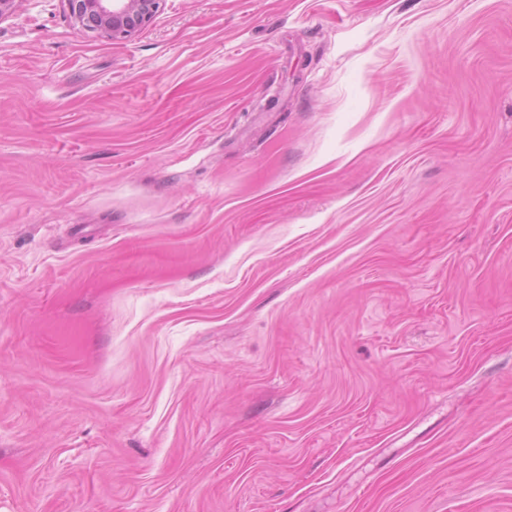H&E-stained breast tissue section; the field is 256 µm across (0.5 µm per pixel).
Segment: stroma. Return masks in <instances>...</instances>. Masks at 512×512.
I'll use <instances>...</instances> for the list:
<instances>
[{
  "mask_svg": "<svg viewBox=\"0 0 512 512\" xmlns=\"http://www.w3.org/2000/svg\"><path fill=\"white\" fill-rule=\"evenodd\" d=\"M0 512H512V0H19ZM71 27L111 42L128 41L149 24L164 0H60Z\"/></svg>",
  "mask_w": 512,
  "mask_h": 512,
  "instance_id": "stroma-1",
  "label": "stroma"
}]
</instances>
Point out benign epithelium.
Segmentation results:
<instances>
[{"mask_svg": "<svg viewBox=\"0 0 512 512\" xmlns=\"http://www.w3.org/2000/svg\"><path fill=\"white\" fill-rule=\"evenodd\" d=\"M71 27L111 42L128 41L149 24L163 0H61Z\"/></svg>", "mask_w": 512, "mask_h": 512, "instance_id": "obj_1", "label": "benign epithelium"}]
</instances>
